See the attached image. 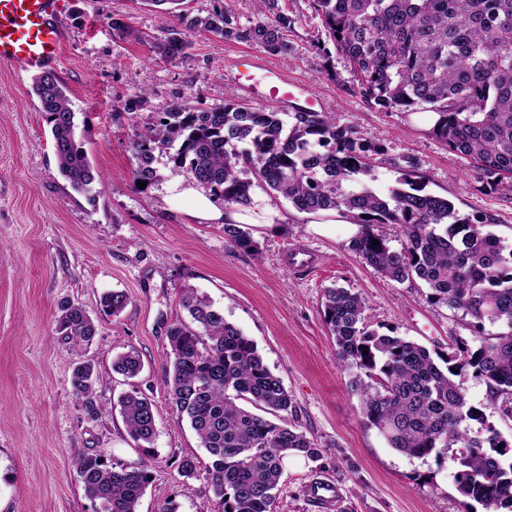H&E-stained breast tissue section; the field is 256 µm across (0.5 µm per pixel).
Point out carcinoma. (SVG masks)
I'll return each mask as SVG.
<instances>
[{
  "mask_svg": "<svg viewBox=\"0 0 512 512\" xmlns=\"http://www.w3.org/2000/svg\"><path fill=\"white\" fill-rule=\"evenodd\" d=\"M309 2L369 106L434 114L430 133L436 139L476 162L488 178L512 179V0ZM263 5L265 18L248 27L221 7L177 18L201 35L286 57L293 19L279 0ZM188 47L175 28L155 42L158 53L170 59ZM32 92L51 128L60 172L75 191H89L100 175L77 136L76 113L62 81L51 70L38 73ZM172 149V173L194 180L227 205H251L257 182L299 212L335 211L352 220L360 231L349 249L366 265L396 282L416 277L435 302L470 317L479 346L472 350L457 339L448 352L433 355L416 342L370 328L357 294L342 287L324 294L325 324L339 360L356 370L349 387L361 396L369 425L402 454L452 462L458 493L486 512L512 508V462L506 461L512 446L453 380L472 370L493 398L502 399V413L512 415V248L486 230L496 218L459 217L447 198L425 191V178L412 163L397 167L396 185L387 191L372 189L384 148L324 112L298 111L288 124L274 108L233 98L209 108L176 99L133 144V180L153 183L154 153ZM382 224L398 226L405 239L401 249L389 245ZM224 237L233 248L257 249L236 224L224 225ZM128 303L122 291L100 299L106 316L119 315ZM180 304L190 321L178 319L167 329L168 386L180 419L212 457L210 489L221 512H274L285 459L317 460L322 448L288 419L295 411L293 397L254 341L196 289L181 286ZM487 323L501 330L485 336ZM56 331L81 349L93 342L98 326L83 305L67 299L58 306ZM142 368L133 349L112 362V371L128 379ZM101 383L92 363L76 364L71 386L92 415ZM119 404L130 436L152 444L157 429L150 399L133 389ZM472 421L484 425L488 436L471 435ZM76 470L96 512H139L153 480L144 462L121 465L98 453L78 454Z\"/></svg>",
  "mask_w": 512,
  "mask_h": 512,
  "instance_id": "carcinoma-1",
  "label": "carcinoma"
}]
</instances>
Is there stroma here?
Here are the masks:
<instances>
[{
	"mask_svg": "<svg viewBox=\"0 0 512 512\" xmlns=\"http://www.w3.org/2000/svg\"><path fill=\"white\" fill-rule=\"evenodd\" d=\"M61 4L55 72L102 180L90 192L72 190L58 170L50 127L36 109L31 73L18 63L0 64V512H95L76 471L81 452L152 466L139 512H161L170 501L178 512H218L206 478L211 457L179 420L168 393L166 331L186 315L179 293L185 284L256 342L294 399L291 422L323 450L319 460L286 465L275 512H319L306 494L317 478L338 487L337 512H484L457 492L451 464L401 454L368 426L360 396L348 387L352 371L337 360L323 321V294L331 286L358 293L371 328L433 353L447 352L453 337L478 347L468 318L433 303L420 280L399 283L375 273L350 251L347 225H337L331 236L317 234L306 213L260 186L253 189L251 212L270 205L285 222L256 235L257 252L230 248L223 225L193 222L190 200L174 196L168 153L154 156L156 181L133 187L132 145L172 100L210 107L238 96L227 77L233 63H241L244 79L256 82L266 64L306 86L317 99L315 111L385 147L374 189L394 185L396 163L412 159L428 191L448 198L460 215H494L491 230L510 248L512 180L492 182L476 163L436 140L432 114L366 105L345 61L322 51L326 35L309 0H280L295 20L285 58L187 30V54L163 59L151 41L177 26L176 18L140 0ZM115 19L129 24L133 35L114 36ZM143 90L149 103L130 119L122 104ZM298 249L316 257L307 270L288 265ZM112 290L129 297L117 317L99 307ZM66 298L97 319L99 334L86 349L72 348L55 332L57 304ZM132 348L143 370L128 380L113 372L112 362ZM83 361L93 362L103 377L94 418L70 383ZM459 381L468 404L512 444V418L491 402L486 383L469 371ZM133 389L151 400L156 414L157 435L147 452L129 436L120 414L119 397ZM184 457L196 460L193 475L179 473Z\"/></svg>",
	"mask_w": 512,
	"mask_h": 512,
	"instance_id": "1",
	"label": "stroma"
}]
</instances>
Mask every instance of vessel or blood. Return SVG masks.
Segmentation results:
<instances>
[{"label": "vessel or blood", "mask_w": 512, "mask_h": 512, "mask_svg": "<svg viewBox=\"0 0 512 512\" xmlns=\"http://www.w3.org/2000/svg\"><path fill=\"white\" fill-rule=\"evenodd\" d=\"M59 0H0V64L20 63L26 70L53 66L60 55L62 32ZM265 88L240 83L245 96L258 102L292 106L298 85L280 71L269 70ZM307 493L320 512H333L338 489L333 482L316 479Z\"/></svg>", "instance_id": "1"}]
</instances>
